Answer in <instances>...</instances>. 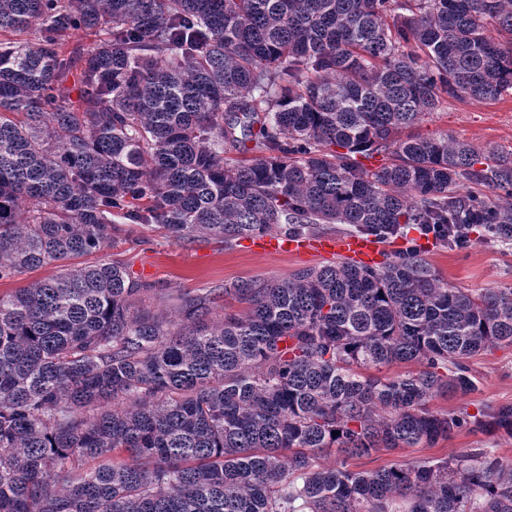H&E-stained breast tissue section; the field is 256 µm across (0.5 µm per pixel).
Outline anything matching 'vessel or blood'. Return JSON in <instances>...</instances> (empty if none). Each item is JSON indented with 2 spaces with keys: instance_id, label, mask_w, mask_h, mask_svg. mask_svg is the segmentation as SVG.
<instances>
[{
  "instance_id": "1",
  "label": "vessel or blood",
  "mask_w": 512,
  "mask_h": 512,
  "mask_svg": "<svg viewBox=\"0 0 512 512\" xmlns=\"http://www.w3.org/2000/svg\"><path fill=\"white\" fill-rule=\"evenodd\" d=\"M252 252L264 255H290L298 258L330 256L366 267L380 265L386 249L371 236L294 237L281 233L263 234L250 241Z\"/></svg>"
}]
</instances>
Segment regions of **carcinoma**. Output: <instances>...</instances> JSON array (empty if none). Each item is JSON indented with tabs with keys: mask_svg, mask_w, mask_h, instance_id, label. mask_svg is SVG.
<instances>
[{
	"mask_svg": "<svg viewBox=\"0 0 512 512\" xmlns=\"http://www.w3.org/2000/svg\"><path fill=\"white\" fill-rule=\"evenodd\" d=\"M444 94H512V0H0V279L125 224L512 244V156L404 134ZM147 292L112 261L0 294V512H512L494 448L318 463L512 436V403L427 409L512 345V288L411 249L226 288L249 307L218 321L213 290L177 322ZM396 363L421 369L370 373ZM480 433H469L466 430L457 432L448 440H440L432 448H395L380 450L369 457L350 458L347 460L349 469L355 471L375 470L382 467L411 465L426 459L450 458L470 448H486L485 443L492 441Z\"/></svg>",
	"mask_w": 512,
	"mask_h": 512,
	"instance_id": "1",
	"label": "carcinoma"
}]
</instances>
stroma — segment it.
<instances>
[{
    "instance_id": "obj_1",
    "label": "stroma",
    "mask_w": 512,
    "mask_h": 512,
    "mask_svg": "<svg viewBox=\"0 0 512 512\" xmlns=\"http://www.w3.org/2000/svg\"><path fill=\"white\" fill-rule=\"evenodd\" d=\"M416 134L431 138L449 135L482 149L512 152V94L500 99L479 100L443 96L434 112L415 126ZM424 259L450 285L475 293L512 288V245H496L475 233L471 245L451 250L435 243ZM110 260L126 267L133 279L151 288L147 304L157 315L176 318L179 297L196 296L214 288H230L242 282L270 284L306 268V261L270 257L244 251L241 244H225L208 235L179 244L160 232L134 227L128 240L117 241L104 252L77 257L80 265ZM477 378L476 390L465 398L438 396L429 401L431 411L452 413L459 407L476 412L483 405L512 403V346H499L470 359ZM488 438L460 431L433 447L380 450L361 458L343 459L339 453L321 458L325 467L347 463L355 471L411 465L426 459L449 458L480 448Z\"/></svg>"
}]
</instances>
